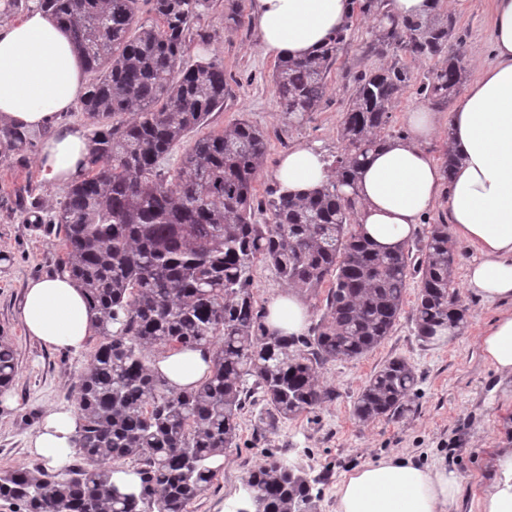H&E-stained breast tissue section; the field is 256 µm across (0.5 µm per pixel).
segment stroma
I'll return each mask as SVG.
<instances>
[{
	"instance_id": "stroma-1",
	"label": "stroma",
	"mask_w": 512,
	"mask_h": 512,
	"mask_svg": "<svg viewBox=\"0 0 512 512\" xmlns=\"http://www.w3.org/2000/svg\"><path fill=\"white\" fill-rule=\"evenodd\" d=\"M491 2L467 0L462 10L450 4L442 7L464 38L471 78L493 61ZM226 7L227 0H214L194 24L184 62L215 58L224 64L229 93L223 111L210 115L205 132H218L239 121L265 132L268 150L254 182L256 201L267 200L276 185L278 159L293 147L312 146L328 160L342 153L337 128L353 98V73L384 69L397 60L411 71L410 82L392 103L384 137L407 135L404 112L426 104L417 88L422 75L434 68V60H413L393 49L382 55L366 53L374 21L357 15L336 53L324 102L304 123L288 121L275 97L276 60L264 55L250 21L235 29L226 27ZM29 136L24 153H0V337L12 344L17 358L9 386L14 403L0 406V471L39 466L28 442L47 411L77 406V376L96 347L92 341L78 352L45 347L27 335L19 320L26 281L58 271L64 232L53 218L67 190L66 185L44 179L38 166L48 131L33 130ZM20 190L33 202L34 212L24 215L16 210ZM454 245L455 289L469 308L465 328L434 343L421 341L413 321L419 279L409 277L390 336L360 359L330 362L319 370L318 382L327 393L319 406L290 420L269 416L260 403L242 411L235 447L227 451L213 485L193 501L189 512H237L248 472L271 457L302 468L319 498V512H334L337 488L355 468L403 453L421 465L456 472L461 492L451 512H477L478 497L491 477V456L496 449L512 446V378L502 379L482 355L479 338L500 307L464 288L465 271L476 252L459 237ZM394 357L409 361L417 374L404 411L359 423L352 415L357 394L370 375Z\"/></svg>"
}]
</instances>
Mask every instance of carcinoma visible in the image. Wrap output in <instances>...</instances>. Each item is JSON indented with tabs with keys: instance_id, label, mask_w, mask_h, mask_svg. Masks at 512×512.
<instances>
[{
	"instance_id": "carcinoma-1",
	"label": "carcinoma",
	"mask_w": 512,
	"mask_h": 512,
	"mask_svg": "<svg viewBox=\"0 0 512 512\" xmlns=\"http://www.w3.org/2000/svg\"><path fill=\"white\" fill-rule=\"evenodd\" d=\"M28 2L0 0V20ZM36 2L66 23L90 74L80 105L94 127L88 164L55 220L65 234L60 270L80 283L100 316L99 342L77 377L78 460L53 473L1 471L0 499L17 512H189L216 478L212 459L236 445L239 415L256 394L271 413L293 419L323 402L315 380L322 366L382 344L400 315L410 266L420 274L417 336L431 343L465 327L468 308L452 290L448 225H431L413 265L406 247L378 251L349 229L350 189L410 80L407 66L396 61L354 75L352 103L337 130L343 153L331 164L339 179L305 197L271 193L257 209L253 183L267 139L246 121L196 138L174 174L161 167L224 108V64L183 65L190 26L213 0H145L155 15L150 25L140 22V0ZM355 10L375 19L371 53L396 46L413 59L447 54L418 92L448 101L467 71L465 53L448 49L452 17L399 20L387 0H355ZM348 29H338L317 56L278 62L275 94L288 119L300 122L318 110ZM132 109L137 117L122 119ZM27 144V132L0 127L1 149ZM258 210L270 213L267 223H256ZM257 261L308 295L328 286L311 335L290 339L266 330L250 275ZM159 347L211 349L208 377L191 391H173L149 367V353ZM16 369L15 351L0 337V388ZM416 382L407 360L385 361L358 393L354 417L367 424L400 414ZM127 462L137 486L112 481ZM245 485L264 512L317 504L306 475L278 459L251 471Z\"/></svg>"
}]
</instances>
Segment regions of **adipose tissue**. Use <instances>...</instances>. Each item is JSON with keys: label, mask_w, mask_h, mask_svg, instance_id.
<instances>
[{"label": "adipose tissue", "mask_w": 512, "mask_h": 512, "mask_svg": "<svg viewBox=\"0 0 512 512\" xmlns=\"http://www.w3.org/2000/svg\"><path fill=\"white\" fill-rule=\"evenodd\" d=\"M251 19L263 53L277 60L318 54L352 13L353 0H251ZM496 59L467 85L462 100L441 114L406 112L407 137L380 142L356 181L357 222L375 249L409 241L423 216L445 203L452 233L479 259L465 274L466 288L489 302H512V0H492ZM86 89L85 64L67 28L32 9L0 24V126L46 129L38 158L43 175L64 184L80 178L90 142L82 129L58 126ZM457 165L444 174L425 144L440 126ZM323 156L300 145L274 171L281 191L311 193L331 179ZM264 323L283 336L303 335L306 306L294 292L267 303ZM19 319L27 334L52 349L82 350L99 319L85 290L69 274L29 280ZM485 360L512 377V309L501 312L481 337ZM211 354L182 348L158 355L151 365L177 391L195 388L209 371ZM81 415L53 409L43 417L30 451L56 470L75 453ZM494 477L478 499V512H512V448L497 449ZM460 483L456 473L421 467L411 456H392L356 468L336 492L335 512H449Z\"/></svg>", "instance_id": "1"}]
</instances>
